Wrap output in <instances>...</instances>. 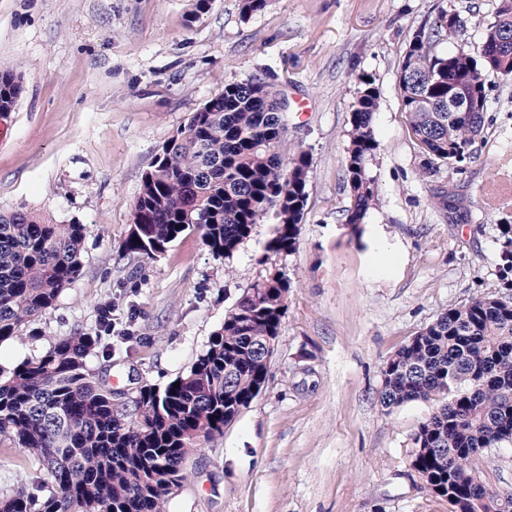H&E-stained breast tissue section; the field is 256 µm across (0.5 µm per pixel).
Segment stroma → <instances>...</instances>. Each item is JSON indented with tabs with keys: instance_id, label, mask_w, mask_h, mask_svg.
<instances>
[{
	"instance_id": "1",
	"label": "stroma",
	"mask_w": 512,
	"mask_h": 512,
	"mask_svg": "<svg viewBox=\"0 0 512 512\" xmlns=\"http://www.w3.org/2000/svg\"><path fill=\"white\" fill-rule=\"evenodd\" d=\"M496 0H0V72L22 78L0 116V211L23 208L85 225L81 277L19 338L0 366L39 357L57 337L94 328L110 307L111 354L90 372L124 401L162 386L202 353L251 281L276 223L266 217L232 257L189 232L151 260L124 254L132 204L162 144L225 83L266 75L287 103L288 145L312 158L295 252L274 256L292 280L264 390L223 434L203 440L168 512H450L409 466L432 407L382 411L384 360L448 306L498 282L496 226L512 218V79H490L489 123L463 170L425 162L402 110L398 64L415 30L457 11L454 42L473 46ZM380 91L369 162L379 205L345 222L343 163L358 73ZM447 191L454 206L433 195ZM512 493V443L476 461ZM42 470L0 443V496Z\"/></svg>"
}]
</instances>
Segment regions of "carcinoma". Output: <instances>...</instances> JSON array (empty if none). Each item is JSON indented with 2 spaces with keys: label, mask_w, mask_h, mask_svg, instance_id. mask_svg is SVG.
<instances>
[{
  "label": "carcinoma",
  "mask_w": 512,
  "mask_h": 512,
  "mask_svg": "<svg viewBox=\"0 0 512 512\" xmlns=\"http://www.w3.org/2000/svg\"><path fill=\"white\" fill-rule=\"evenodd\" d=\"M448 13L440 10L413 34L397 70L402 109L429 174L471 157L487 122L488 77L512 78V47L502 43L504 30L512 31V0H497L478 45L440 53L437 46L459 31ZM356 83L344 161L346 221L354 230L379 203L368 165L380 93L369 73ZM455 88L476 109L448 111ZM21 93L20 77L1 72L0 113L14 111ZM283 108L253 76L225 83L190 113L142 178L125 251L153 259L197 231L214 255L230 257L272 213L269 252L293 253L311 159L287 150ZM498 231L499 280L506 281L512 224ZM84 238L83 224H55L22 209L0 213V344L49 313L80 277ZM290 288L281 268L251 283L190 369L163 387L140 386L130 406L116 403L112 386L86 366L111 328L106 321L57 338L38 358L0 367V441L37 456L44 469L0 498V512H166L187 457L265 387ZM378 401L388 414L409 402L433 405L410 451L427 492L447 499L452 512H512V494L472 482L476 449L512 442V297L492 289L448 306L384 361Z\"/></svg>",
  "instance_id": "cac0c4a2"
}]
</instances>
